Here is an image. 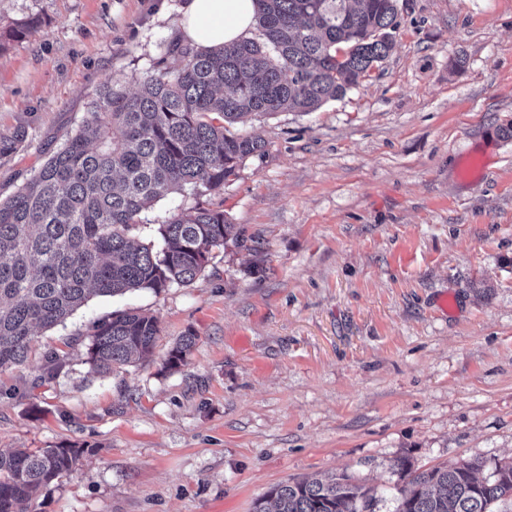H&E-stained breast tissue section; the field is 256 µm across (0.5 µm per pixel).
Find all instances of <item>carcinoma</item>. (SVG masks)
<instances>
[{
    "instance_id": "obj_1",
    "label": "carcinoma",
    "mask_w": 512,
    "mask_h": 512,
    "mask_svg": "<svg viewBox=\"0 0 512 512\" xmlns=\"http://www.w3.org/2000/svg\"><path fill=\"white\" fill-rule=\"evenodd\" d=\"M257 34L210 51L171 41L172 62L129 92L103 84L88 117L27 182L0 200V371L26 365L36 331L65 322L90 294L161 293L189 286L213 252L241 234L222 209L198 203L139 241L146 206L174 193L219 194L265 140L234 125L249 117L309 113L359 86L389 56L397 0H259ZM30 19L0 35V49L36 31ZM24 132H0V156ZM157 318L116 310L90 328L87 363L118 371L153 352ZM196 345L187 333L162 370L179 369ZM73 444L0 452V512H29L43 487L81 463ZM477 462L420 471L407 457L396 476L393 512H493L512 499V463L485 477ZM379 498L346 474L279 483L253 512H376Z\"/></svg>"
}]
</instances>
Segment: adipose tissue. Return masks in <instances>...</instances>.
I'll return each mask as SVG.
<instances>
[{
  "label": "adipose tissue",
  "instance_id": "ef3b65f1",
  "mask_svg": "<svg viewBox=\"0 0 512 512\" xmlns=\"http://www.w3.org/2000/svg\"><path fill=\"white\" fill-rule=\"evenodd\" d=\"M258 13V0H188L181 36L200 50L231 44L252 35Z\"/></svg>",
  "mask_w": 512,
  "mask_h": 512
}]
</instances>
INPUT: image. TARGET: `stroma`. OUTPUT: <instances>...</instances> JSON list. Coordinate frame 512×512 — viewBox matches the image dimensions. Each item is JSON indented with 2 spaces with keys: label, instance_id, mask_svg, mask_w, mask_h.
<instances>
[{
  "label": "stroma",
  "instance_id": "35a3bbf8",
  "mask_svg": "<svg viewBox=\"0 0 512 512\" xmlns=\"http://www.w3.org/2000/svg\"><path fill=\"white\" fill-rule=\"evenodd\" d=\"M186 0H0V199L73 134L108 79L167 56ZM395 46L318 110L254 122L266 141L223 194H172L142 238L195 204L254 250H215L191 286L90 296L0 373V451L89 447L30 512H252L271 486L347 473L384 495L428 469L512 461V0H398ZM486 168L465 173L463 159ZM155 316L152 360L106 376L90 322ZM193 333L185 366L162 372ZM63 368L42 380L44 357ZM196 345V337L192 333L181 336L175 345L168 351L163 363V371L179 369L185 362L187 355Z\"/></svg>",
  "mask_w": 512,
  "mask_h": 512
}]
</instances>
